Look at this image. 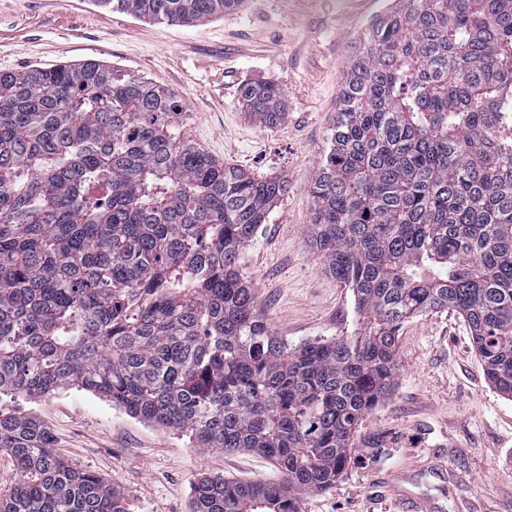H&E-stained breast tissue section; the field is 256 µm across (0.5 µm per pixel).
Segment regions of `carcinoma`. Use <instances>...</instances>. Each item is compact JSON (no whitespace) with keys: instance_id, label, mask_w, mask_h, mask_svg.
I'll list each match as a JSON object with an SVG mask.
<instances>
[{"instance_id":"cac0c4a2","label":"carcinoma","mask_w":512,"mask_h":512,"mask_svg":"<svg viewBox=\"0 0 512 512\" xmlns=\"http://www.w3.org/2000/svg\"><path fill=\"white\" fill-rule=\"evenodd\" d=\"M95 2L190 26L242 0ZM239 98L284 119L275 82ZM330 142L311 243L358 324L292 348L239 273L283 179L219 162L183 136L177 94L100 61L0 72V394L76 387L283 474H205L191 512H301L335 484L415 317L457 313L512 397V0H393L346 68ZM0 451L17 470L0 512H126L31 417L0 412Z\"/></svg>"}]
</instances>
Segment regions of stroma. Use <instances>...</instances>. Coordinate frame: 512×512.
I'll list each match as a JSON object with an SVG mask.
<instances>
[{
  "label": "stroma",
  "mask_w": 512,
  "mask_h": 512,
  "mask_svg": "<svg viewBox=\"0 0 512 512\" xmlns=\"http://www.w3.org/2000/svg\"><path fill=\"white\" fill-rule=\"evenodd\" d=\"M388 0H243L190 27L140 20L91 0H0V71L98 60L176 93L183 132L227 166L279 176L287 192L240 257L257 309L290 346L350 335L351 289L310 243L309 184L330 141L350 57ZM283 90L270 127L239 99L247 80ZM0 409L35 417L55 452L116 488L129 512H190L200 474L277 482L259 453L197 448L77 389L0 395ZM355 462L334 485L304 494L301 512H392L386 478L409 471L410 494L436 512H512V398L488 381L465 321L445 310L407 322L395 386L362 421Z\"/></svg>",
  "instance_id": "stroma-1"
}]
</instances>
